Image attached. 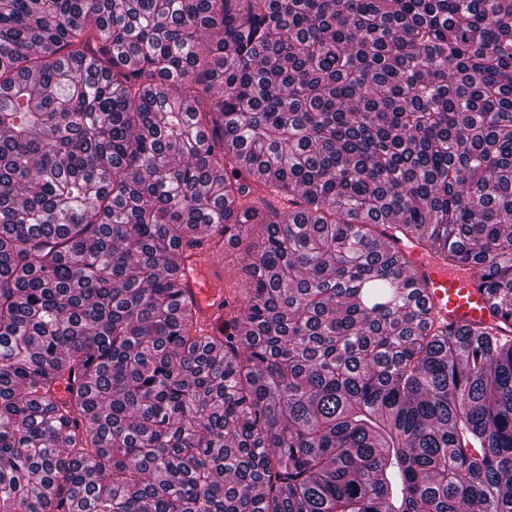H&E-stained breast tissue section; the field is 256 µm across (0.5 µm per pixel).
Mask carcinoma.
I'll list each match as a JSON object with an SVG mask.
<instances>
[{
  "label": "carcinoma",
  "mask_w": 512,
  "mask_h": 512,
  "mask_svg": "<svg viewBox=\"0 0 512 512\" xmlns=\"http://www.w3.org/2000/svg\"><path fill=\"white\" fill-rule=\"evenodd\" d=\"M0 512H512V0H0ZM386 240L409 259L415 277L424 287L427 305L436 318L453 328L470 322H490L486 298L474 275L448 270L441 261L426 254L416 238ZM245 245V242L238 244L225 240L224 247L217 254V267L223 268L224 282L215 275L217 268L211 262V243L204 240L195 252L194 276L188 275L186 279L187 293L205 334H214L224 328V312L232 303L224 289L234 297L238 293L241 266L246 257Z\"/></svg>",
  "instance_id": "cac0c4a2"
}]
</instances>
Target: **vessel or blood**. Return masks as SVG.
Segmentation results:
<instances>
[{
  "label": "vessel or blood",
  "instance_id": "vessel-or-blood-1",
  "mask_svg": "<svg viewBox=\"0 0 512 512\" xmlns=\"http://www.w3.org/2000/svg\"><path fill=\"white\" fill-rule=\"evenodd\" d=\"M394 247L409 259L436 318L454 328L470 322L489 321L486 298L474 275L448 270L441 261L423 251L418 239L400 240ZM194 260V273L186 279L187 293L197 311L200 327L204 333L212 334L223 328L224 313L231 301L224 292L223 281L215 274L210 242L202 243Z\"/></svg>",
  "mask_w": 512,
  "mask_h": 512
}]
</instances>
